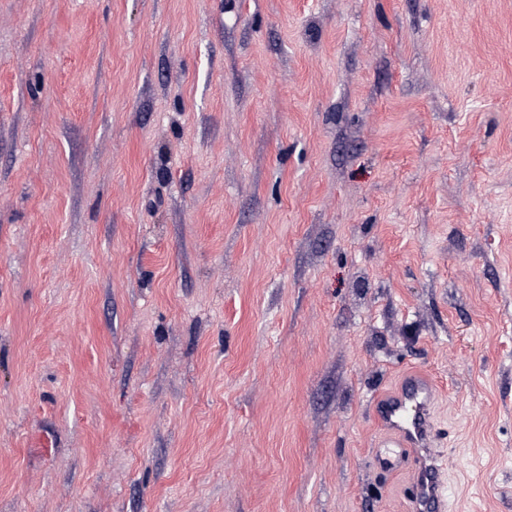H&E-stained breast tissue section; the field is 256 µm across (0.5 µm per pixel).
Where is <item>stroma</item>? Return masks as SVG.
Returning <instances> with one entry per match:
<instances>
[{"label": "stroma", "instance_id": "stroma-1", "mask_svg": "<svg viewBox=\"0 0 512 512\" xmlns=\"http://www.w3.org/2000/svg\"><path fill=\"white\" fill-rule=\"evenodd\" d=\"M512 512V0H0V512ZM435 383L430 376L407 375L398 391L379 397L376 421L387 431L380 447L400 448L399 455L376 452L375 463L385 472H398L410 459L414 482L406 509L409 512H446L448 487L444 480L447 462L437 446L434 416Z\"/></svg>", "mask_w": 512, "mask_h": 512}]
</instances>
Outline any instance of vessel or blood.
Wrapping results in <instances>:
<instances>
[{"label":"vessel or blood","mask_w":512,"mask_h":512,"mask_svg":"<svg viewBox=\"0 0 512 512\" xmlns=\"http://www.w3.org/2000/svg\"><path fill=\"white\" fill-rule=\"evenodd\" d=\"M435 383L422 374L407 375L398 391L378 398L377 422L387 431L382 452L374 456L381 470L394 473L411 466L414 482L407 512H447V462L437 448Z\"/></svg>","instance_id":"obj_1"}]
</instances>
